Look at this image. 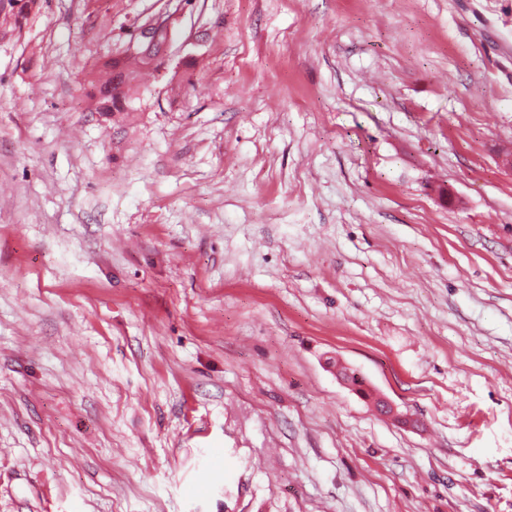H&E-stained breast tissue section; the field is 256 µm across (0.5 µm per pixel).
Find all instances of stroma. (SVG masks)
<instances>
[{"mask_svg": "<svg viewBox=\"0 0 512 512\" xmlns=\"http://www.w3.org/2000/svg\"><path fill=\"white\" fill-rule=\"evenodd\" d=\"M168 9L0 40V512H512V0H187L89 111ZM175 12L146 18L145 20H148H144L145 22L138 26L127 46L115 53V57L123 58H109L102 63L96 60L83 63L81 74L90 84H94L97 90L90 103V111L113 115L115 112L129 114L128 112L141 110L143 93L140 92L137 83L139 72L150 68L158 70L161 63L152 64L151 59L158 58L160 46L165 40L163 57L165 59L169 56L171 20ZM162 31L167 34V38L165 33L159 36ZM157 39L158 42L152 49L148 45H143L136 54H133L136 44L153 43ZM117 71L121 76L125 75L126 79L116 81Z\"/></svg>", "mask_w": 512, "mask_h": 512, "instance_id": "35a3bbf8", "label": "stroma"}]
</instances>
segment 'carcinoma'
I'll return each mask as SVG.
<instances>
[{
  "label": "carcinoma",
  "instance_id": "obj_1",
  "mask_svg": "<svg viewBox=\"0 0 512 512\" xmlns=\"http://www.w3.org/2000/svg\"><path fill=\"white\" fill-rule=\"evenodd\" d=\"M40 6L41 0H0V39L20 34L30 18L39 12ZM102 7L107 12L111 11L112 0H84L85 22L94 23ZM165 40L166 34L163 33L152 48L144 45L137 53L120 59L84 62L81 74L97 90L90 103V111L105 115L140 111L143 93L137 83L139 72L158 68L151 59L158 57L160 45Z\"/></svg>",
  "mask_w": 512,
  "mask_h": 512
}]
</instances>
